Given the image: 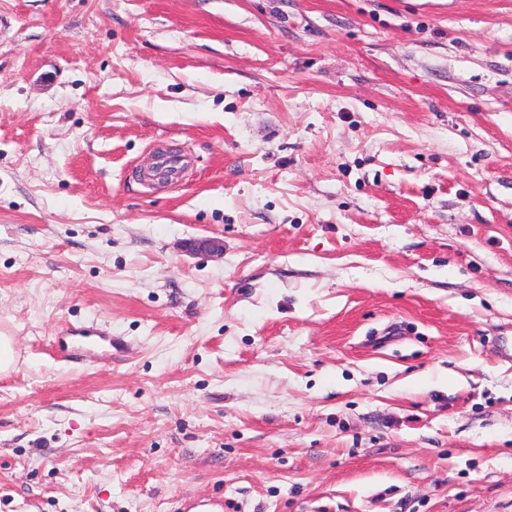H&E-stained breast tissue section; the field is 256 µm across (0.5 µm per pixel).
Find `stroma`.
I'll return each instance as SVG.
<instances>
[{
	"instance_id": "obj_1",
	"label": "stroma",
	"mask_w": 512,
	"mask_h": 512,
	"mask_svg": "<svg viewBox=\"0 0 512 512\" xmlns=\"http://www.w3.org/2000/svg\"><path fill=\"white\" fill-rule=\"evenodd\" d=\"M1 331L0 512H512V0H0Z\"/></svg>"
}]
</instances>
